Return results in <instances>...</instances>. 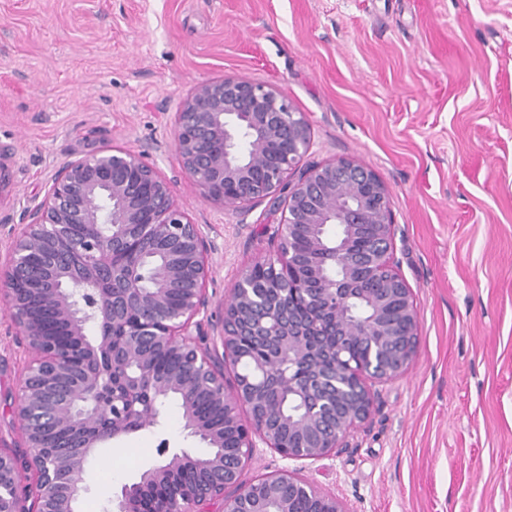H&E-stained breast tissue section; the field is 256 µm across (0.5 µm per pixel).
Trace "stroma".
I'll return each mask as SVG.
<instances>
[{"label": "stroma", "instance_id": "1", "mask_svg": "<svg viewBox=\"0 0 512 512\" xmlns=\"http://www.w3.org/2000/svg\"><path fill=\"white\" fill-rule=\"evenodd\" d=\"M239 76L293 100L306 163L348 158L388 185L418 346L347 447L318 460L257 448L242 472L293 471L348 512H512V0H0V265L64 162L143 154L210 245L203 347L222 354L224 299L267 250L268 202L223 208L191 187L173 116L198 82ZM28 351L0 297V449L24 451L14 407ZM186 444L162 426L90 458L78 506Z\"/></svg>", "mask_w": 512, "mask_h": 512}]
</instances>
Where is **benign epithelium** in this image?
Listing matches in <instances>:
<instances>
[{"label":"benign epithelium","mask_w":512,"mask_h":512,"mask_svg":"<svg viewBox=\"0 0 512 512\" xmlns=\"http://www.w3.org/2000/svg\"><path fill=\"white\" fill-rule=\"evenodd\" d=\"M311 137L287 95L242 77L195 85L174 113V146L191 186L222 207L270 202L280 221L261 264L273 276L305 266V279L284 284L324 305L336 336L365 340L369 363L356 366L339 356L327 368L319 348L307 342L311 332L261 297L248 266L224 302L223 354L213 357L201 347L197 320L208 306L207 243L176 205L169 182L142 154L123 148L69 160L54 174L45 200L25 211L9 263L0 268V293L30 353L15 406L27 452L0 451V512H75L87 459L128 433L127 414L145 381L153 399L146 426L155 425L169 395L179 393L184 430L210 452L160 449L167 459L123 484L111 500L114 512H291L287 487L311 498L317 512H348L336 496L286 469L251 483L241 479L259 442L289 460H317L346 447L351 429L371 415L375 386L403 376L416 354L417 314L396 269L390 190L352 159L303 164ZM364 232L371 248L355 254L347 241ZM133 236L141 240L140 256L161 264L136 270L121 288L106 287L104 265ZM302 237L316 241V250L293 253L291 242ZM359 267L370 269L380 286L362 287L354 276ZM116 324L127 336L120 358L140 372L117 405L119 419L92 398L105 377L103 337ZM243 335L270 350L252 375L238 371ZM259 379L287 389L299 409L271 413ZM202 392L217 414L210 421L194 407ZM227 434L239 438L238 447H224ZM176 464L200 476L177 488L175 510Z\"/></svg>","instance_id":"7a95c632"}]
</instances>
